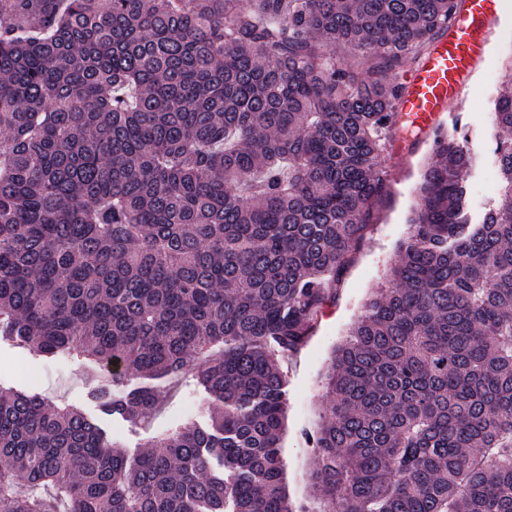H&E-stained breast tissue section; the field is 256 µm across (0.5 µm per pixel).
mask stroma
Masks as SVG:
<instances>
[{
    "label": "stroma",
    "mask_w": 512,
    "mask_h": 512,
    "mask_svg": "<svg viewBox=\"0 0 512 512\" xmlns=\"http://www.w3.org/2000/svg\"><path fill=\"white\" fill-rule=\"evenodd\" d=\"M492 40L493 52L480 69L478 83L466 100L450 105L445 114L447 128L453 135L466 137L468 148L479 155V165L471 178V209L477 215L497 196L500 186L492 152L493 121L488 101L500 85L507 55L512 52V17L493 34ZM431 153V146L425 145L405 159L395 155L384 157V166L394 173L387 203L377 210L370 233L344 272L335 299L326 306L307 343L281 359V367L288 375V414L283 435L285 484L292 500L304 501L312 495L314 457L305 444L303 432L319 420L325 394L323 377L331 353L359 316L366 299L387 287V272L409 232L407 217L416 201L421 169ZM100 382L98 372L91 370L88 363L67 355H31L0 343V386L98 417L108 436L123 446L128 455H136L152 436L209 420L208 396L194 372L157 380L161 403L136 423L100 412L92 398Z\"/></svg>",
    "instance_id": "1"
}]
</instances>
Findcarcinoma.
<instances>
[{
    "label": "carcinoma",
    "mask_w": 512,
    "mask_h": 512,
    "mask_svg": "<svg viewBox=\"0 0 512 512\" xmlns=\"http://www.w3.org/2000/svg\"><path fill=\"white\" fill-rule=\"evenodd\" d=\"M455 0H0V342L108 372L135 421L198 365L210 422L135 463L0 387V512H512V63L502 180L435 129L411 231L335 350L313 507L284 484L288 378L422 135L394 71ZM351 49L359 75L327 49Z\"/></svg>",
    "instance_id": "carcinoma-1"
}]
</instances>
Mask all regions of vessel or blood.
Here are the masks:
<instances>
[{
  "instance_id": "vessel-or-blood-1",
  "label": "vessel or blood",
  "mask_w": 512,
  "mask_h": 512,
  "mask_svg": "<svg viewBox=\"0 0 512 512\" xmlns=\"http://www.w3.org/2000/svg\"><path fill=\"white\" fill-rule=\"evenodd\" d=\"M504 21L498 0H462L424 63L406 74L399 107L422 132L442 128V113L464 99Z\"/></svg>"
}]
</instances>
